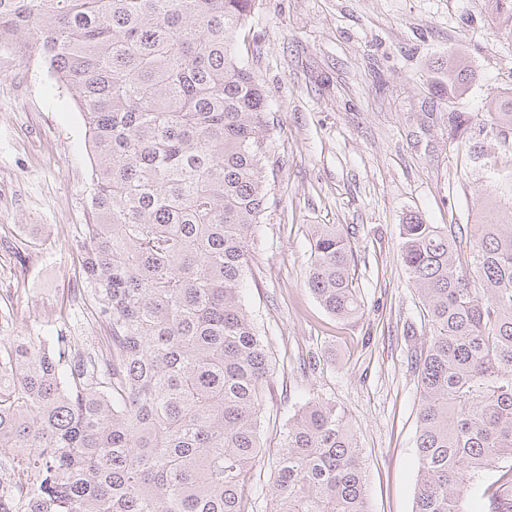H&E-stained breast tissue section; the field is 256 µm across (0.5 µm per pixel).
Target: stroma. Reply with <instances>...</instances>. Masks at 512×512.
I'll list each match as a JSON object with an SVG mask.
<instances>
[{
    "instance_id": "obj_1",
    "label": "stroma",
    "mask_w": 512,
    "mask_h": 512,
    "mask_svg": "<svg viewBox=\"0 0 512 512\" xmlns=\"http://www.w3.org/2000/svg\"><path fill=\"white\" fill-rule=\"evenodd\" d=\"M268 102L269 203L251 240L246 309L275 366L264 395L263 465L248 512H271L269 483L289 417L312 397L346 413L366 462L371 512H413L419 385L410 355L425 312L400 256L406 215L475 229L486 202L512 209V20L487 0H257L240 34ZM464 56L463 94L439 61ZM473 119L453 137L448 115ZM72 92L39 56L0 49V341L55 330L94 343L81 274L92 166ZM339 224L363 313H327L306 286L313 225Z\"/></svg>"
}]
</instances>
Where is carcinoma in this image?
<instances>
[{
	"instance_id": "cac0c4a2",
	"label": "carcinoma",
	"mask_w": 512,
	"mask_h": 512,
	"mask_svg": "<svg viewBox=\"0 0 512 512\" xmlns=\"http://www.w3.org/2000/svg\"><path fill=\"white\" fill-rule=\"evenodd\" d=\"M257 0H0V48L39 55L75 91L93 160L84 282L96 346L15 336L0 347V448L33 477L8 512H247L274 373L248 317L252 228L266 209L267 100L239 33ZM440 74L462 93L466 58ZM401 259L432 326L418 372L413 512H512L486 476L512 473V211L462 228L401 225ZM307 287L361 313L352 251L315 224ZM345 412L288 421L272 512H370Z\"/></svg>"
}]
</instances>
